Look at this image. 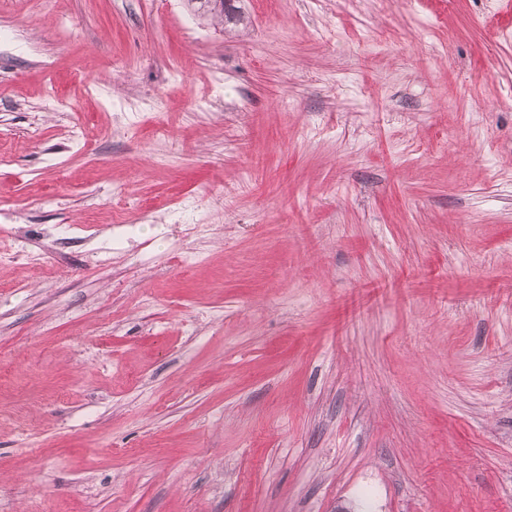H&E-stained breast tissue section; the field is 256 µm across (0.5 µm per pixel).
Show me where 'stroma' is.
I'll list each match as a JSON object with an SVG mask.
<instances>
[{
    "instance_id": "obj_1",
    "label": "stroma",
    "mask_w": 512,
    "mask_h": 512,
    "mask_svg": "<svg viewBox=\"0 0 512 512\" xmlns=\"http://www.w3.org/2000/svg\"><path fill=\"white\" fill-rule=\"evenodd\" d=\"M506 3L0 0V512H512Z\"/></svg>"
}]
</instances>
